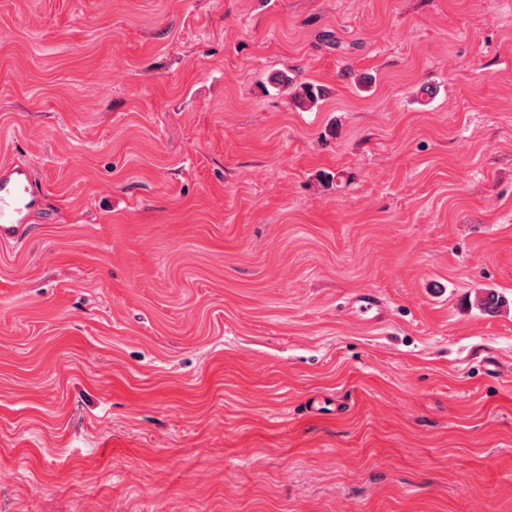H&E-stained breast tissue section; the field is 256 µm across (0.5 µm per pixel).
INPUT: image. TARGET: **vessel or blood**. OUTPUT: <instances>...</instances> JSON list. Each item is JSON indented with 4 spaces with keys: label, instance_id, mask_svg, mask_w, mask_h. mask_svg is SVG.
<instances>
[{
    "label": "vessel or blood",
    "instance_id": "b4317fda",
    "mask_svg": "<svg viewBox=\"0 0 512 512\" xmlns=\"http://www.w3.org/2000/svg\"><path fill=\"white\" fill-rule=\"evenodd\" d=\"M48 195L33 167L20 157L0 162V241L11 238L19 228L51 221ZM359 316L371 324L382 323L384 307L377 294L369 292L355 301Z\"/></svg>",
    "mask_w": 512,
    "mask_h": 512
}]
</instances>
